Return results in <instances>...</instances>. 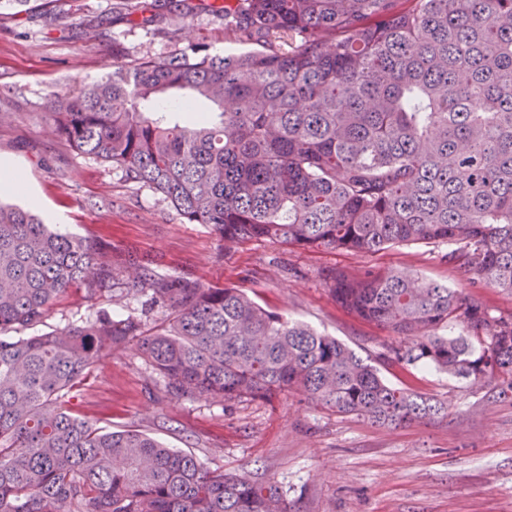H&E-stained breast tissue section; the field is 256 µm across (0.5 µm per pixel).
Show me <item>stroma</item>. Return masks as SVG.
Here are the masks:
<instances>
[{
	"instance_id": "35a3bbf8",
	"label": "stroma",
	"mask_w": 512,
	"mask_h": 512,
	"mask_svg": "<svg viewBox=\"0 0 512 512\" xmlns=\"http://www.w3.org/2000/svg\"><path fill=\"white\" fill-rule=\"evenodd\" d=\"M154 21L133 26L113 0H31L0 11V159L20 174L41 215L62 214L66 231L98 235L113 246L155 258L164 273L243 289L268 310L335 336L360 355L398 345L389 330L340 308L321 273L402 270L459 290L467 284L445 255L448 246L417 243L365 255L302 250L269 242L227 246L205 224H187L162 196L119 167L79 155L46 124L48 98L81 89L110 64L168 59L191 44L246 51L225 35L209 0H145ZM193 24L174 31L175 10ZM139 298L65 295L35 335L105 310L124 316ZM385 378L445 402L444 418L406 427L377 426L312 403L297 389L271 402L231 406L165 395L137 352L117 351L75 388V415L115 430L136 426L168 447L192 452L206 467L274 481L296 512H512V394L499 396L430 368L388 367Z\"/></svg>"
}]
</instances>
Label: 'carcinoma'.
I'll return each mask as SVG.
<instances>
[{
  "label": "carcinoma",
  "mask_w": 512,
  "mask_h": 512,
  "mask_svg": "<svg viewBox=\"0 0 512 512\" xmlns=\"http://www.w3.org/2000/svg\"><path fill=\"white\" fill-rule=\"evenodd\" d=\"M257 45L142 57L44 117L78 154L153 188L226 244L375 254L452 246L471 288L512 293V0H230L210 7ZM345 310L401 337L375 358L243 290L162 273L101 239L0 204V512H294L272 482L209 469L138 429L66 407L129 345L165 394L226 405L296 388L378 426L445 415L379 364L512 392V315L411 273L330 271ZM143 296L148 325L105 310L20 336L68 292ZM460 325L461 335L448 332Z\"/></svg>",
  "instance_id": "carcinoma-1"
}]
</instances>
